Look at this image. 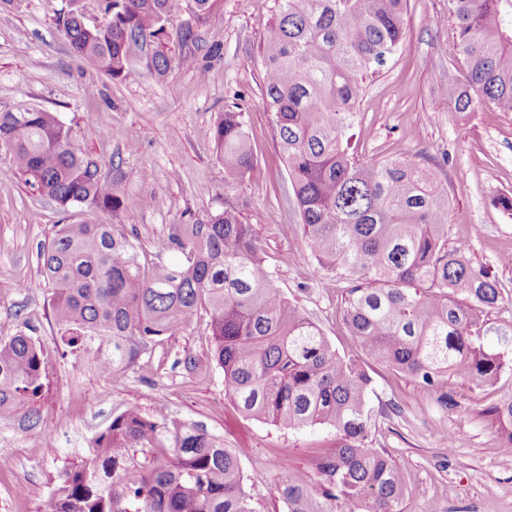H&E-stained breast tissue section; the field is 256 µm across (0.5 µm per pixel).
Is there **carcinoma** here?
I'll list each match as a JSON object with an SVG mask.
<instances>
[{
	"instance_id": "1",
	"label": "carcinoma",
	"mask_w": 512,
	"mask_h": 512,
	"mask_svg": "<svg viewBox=\"0 0 512 512\" xmlns=\"http://www.w3.org/2000/svg\"><path fill=\"white\" fill-rule=\"evenodd\" d=\"M101 19L73 7L59 24L84 67L113 79L129 73L132 50L157 44L176 0H97ZM462 67H448L438 110L475 111L479 102L512 112V0H450ZM407 0H278L259 46L263 106L274 114L300 227L319 265L345 283L342 319L368 356L435 391L446 374L474 388L512 367V326L487 345V313L504 296L498 278L475 265L465 241H450L448 193L411 161H362L351 146L367 81L404 39ZM148 67L165 76L156 50ZM224 181L254 166L244 113L221 114L214 132ZM15 172L67 209L146 207L152 194L116 193L132 172L83 154L57 116L31 104L0 109V148ZM244 203L191 224H169L162 244L185 262L144 270L122 224H60L39 253L63 352L100 353L96 369L116 374L157 343L191 328L200 312L224 391L247 416L288 429L326 425L336 448L317 478L292 471L274 494L276 512H401L405 472L373 446L372 378L361 361L331 345L278 288L264 265ZM51 351L25 331L0 341V421L46 433L39 403ZM512 447V394L488 408ZM146 448L162 459L137 462ZM139 479L119 488L130 472ZM260 512L233 448L205 429L154 420L127 405L64 467L42 512Z\"/></svg>"
}]
</instances>
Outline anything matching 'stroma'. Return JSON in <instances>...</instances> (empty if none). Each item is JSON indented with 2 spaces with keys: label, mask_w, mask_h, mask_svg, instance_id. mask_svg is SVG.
<instances>
[{
  "label": "stroma",
  "mask_w": 512,
  "mask_h": 512,
  "mask_svg": "<svg viewBox=\"0 0 512 512\" xmlns=\"http://www.w3.org/2000/svg\"><path fill=\"white\" fill-rule=\"evenodd\" d=\"M69 6L70 0L0 5V109L25 101L54 112L83 153L145 174L142 182L120 181L119 194L147 189L153 200L136 210L65 211L14 172L9 152L0 149V339L31 327L47 346L60 340L38 257L56 225H124L148 269L182 260L161 246L166 225L206 217L222 211L225 198L239 199L277 286L340 354L361 359L370 373L375 445L392 454L411 488L403 512H512V448L502 446L485 414L512 393V371L481 390L445 377L442 391L455 404L444 407L439 393L364 356L342 321L335 273L319 270L306 244L285 193L274 116L262 105L258 49L277 0H218L204 15L193 0H177L163 39L173 65L161 79L140 54L120 80L84 68L58 25ZM448 9L449 0H407L405 39L360 104L353 146L367 159L412 161L435 171L450 198L452 237L467 239L472 260L503 286L505 302L490 312L491 323L512 324V267L498 262L512 252V214L495 204L512 195V112L480 104L462 118L434 109L448 65L458 60ZM437 16L443 26L434 25ZM184 56L193 66L179 65ZM234 104L252 135L254 167L249 178L228 186L214 130ZM184 355L191 367L175 365ZM128 405L156 420L202 426L236 449L246 486L263 510L288 472L313 471L336 445L332 428L288 429L243 414L224 393V373L201 322L115 375L75 355L52 357L41 408L51 435L0 422V512H41L64 466ZM445 433L454 436V449L442 447Z\"/></svg>",
  "instance_id": "1"
}]
</instances>
